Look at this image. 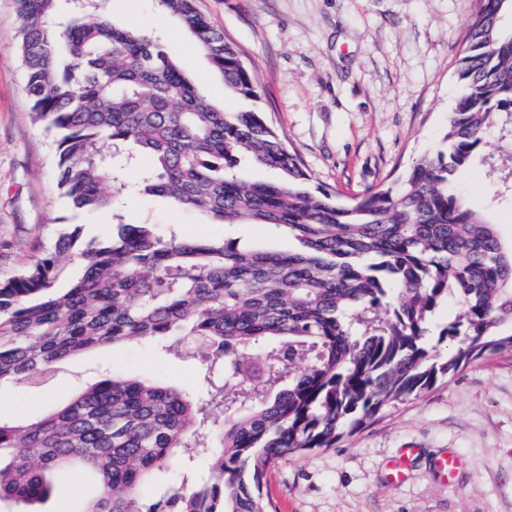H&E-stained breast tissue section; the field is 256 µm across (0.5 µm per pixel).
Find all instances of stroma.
Listing matches in <instances>:
<instances>
[{"label": "stroma", "mask_w": 512, "mask_h": 512, "mask_svg": "<svg viewBox=\"0 0 512 512\" xmlns=\"http://www.w3.org/2000/svg\"><path fill=\"white\" fill-rule=\"evenodd\" d=\"M197 10L240 49L261 105L311 173L342 200L391 184L416 158L443 151L458 96L461 44L474 0H195ZM113 22L162 33L200 91L224 100V84L155 0H111ZM20 19L0 0V281L15 276L62 232L78 247L115 223L147 222L191 238L239 240L275 250L291 241L256 224H213L199 212L147 195L92 215L60 197L49 135L31 117L14 49ZM505 242H512V156L497 134L457 179ZM167 381L199 395L204 370L130 342L68 360L50 388L0 387V414L39 417L64 406L102 371ZM411 448L409 476L389 483L386 463ZM453 453L452 483L434 469ZM277 512H512V357L480 359L417 398L396 403L335 447L280 460L267 474ZM96 491L82 474L55 481L42 512H80Z\"/></svg>", "instance_id": "1"}]
</instances>
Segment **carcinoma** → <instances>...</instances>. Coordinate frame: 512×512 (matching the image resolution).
<instances>
[{
	"mask_svg": "<svg viewBox=\"0 0 512 512\" xmlns=\"http://www.w3.org/2000/svg\"><path fill=\"white\" fill-rule=\"evenodd\" d=\"M224 82L259 101L238 50L194 6L157 0ZM15 43L36 124L54 134L57 186L76 211L114 207L138 171L143 191L214 224H260L286 251L118 224L78 252L62 233L0 281V386L39 385L74 355L130 341L206 355L208 388L114 372L44 418L0 416V502L45 501L52 476L93 474L82 512H272L270 465L334 448L392 405L485 355L512 354V245L453 183L502 122L512 139V0H476L461 47L447 152L349 202L318 186L258 107L203 95L161 39L115 24L109 0H16ZM276 170L256 181L241 163ZM456 313L432 329L431 317ZM437 334L446 351L426 346ZM212 448L208 476L185 462L156 501L143 483L189 448Z\"/></svg>",
	"mask_w": 512,
	"mask_h": 512,
	"instance_id": "1",
	"label": "carcinoma"
}]
</instances>
